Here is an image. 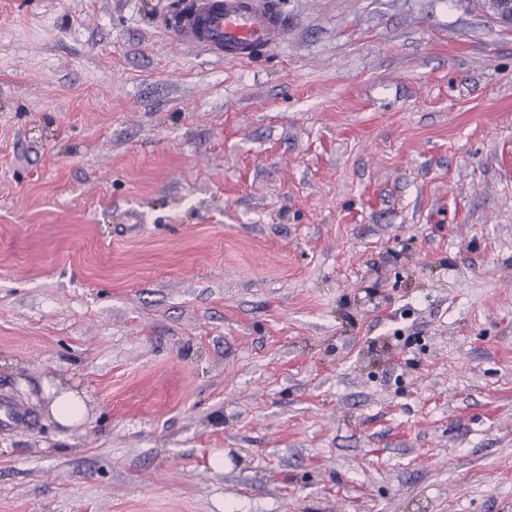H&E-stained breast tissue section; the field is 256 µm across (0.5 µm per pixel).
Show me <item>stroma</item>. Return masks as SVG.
Returning <instances> with one entry per match:
<instances>
[{
    "label": "stroma",
    "instance_id": "1",
    "mask_svg": "<svg viewBox=\"0 0 512 512\" xmlns=\"http://www.w3.org/2000/svg\"><path fill=\"white\" fill-rule=\"evenodd\" d=\"M180 2L0 0V512H512V28ZM277 0H189L172 22L184 42L225 60L251 61L283 30ZM85 401L77 392L61 389L60 393L50 403L51 419L62 426L76 424L86 412L87 405Z\"/></svg>",
    "mask_w": 512,
    "mask_h": 512
}]
</instances>
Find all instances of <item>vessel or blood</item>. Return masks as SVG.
I'll use <instances>...</instances> for the list:
<instances>
[{"instance_id":"obj_1","label":"vessel or blood","mask_w":512,"mask_h":512,"mask_svg":"<svg viewBox=\"0 0 512 512\" xmlns=\"http://www.w3.org/2000/svg\"><path fill=\"white\" fill-rule=\"evenodd\" d=\"M172 25L216 57L251 61L282 32L283 17L276 0H187Z\"/></svg>"}]
</instances>
